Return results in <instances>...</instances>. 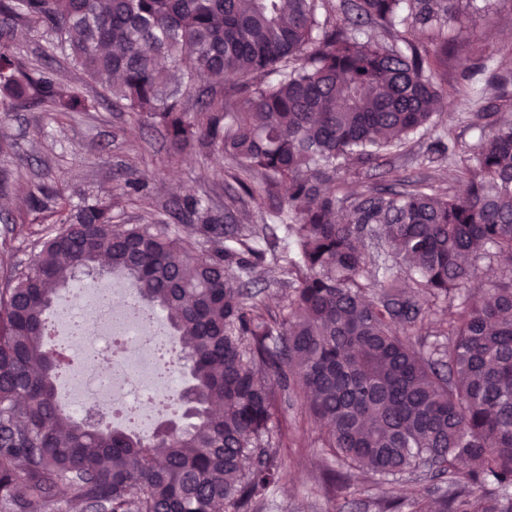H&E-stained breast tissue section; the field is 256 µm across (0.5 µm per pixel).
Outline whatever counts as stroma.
Segmentation results:
<instances>
[{
	"label": "stroma",
	"mask_w": 512,
	"mask_h": 512,
	"mask_svg": "<svg viewBox=\"0 0 512 512\" xmlns=\"http://www.w3.org/2000/svg\"><path fill=\"white\" fill-rule=\"evenodd\" d=\"M455 39L456 52L442 84V110L430 130L415 138L409 153L392 158L399 174L428 173L443 187L448 184L446 168L429 171L420 161L437 141L472 146L481 140L483 132L472 119L481 104L462 98L458 89L467 85L490 91L502 62L512 61V0H478ZM14 49L79 87L88 109L64 117L39 108L0 112V138L12 145L10 153L0 155V272L26 266L34 242L49 229L44 212L29 206L30 193L40 187L64 185L72 203L98 198L111 203L116 222L138 224L143 207L127 195L126 184L141 183L175 234L190 221L185 201L190 194L206 202L229 230L253 227L268 215L273 203L265 198L230 203V196L240 195L241 189L222 155L174 152L145 116L112 103L82 70L49 52L41 30L21 29ZM274 423L287 428L291 442L283 452L284 476L269 488L260 512H376L375 500L384 490L403 497L418 489L411 482L387 487L367 473L359 479L358 492L328 493L323 482L324 431L303 397L281 404Z\"/></svg>",
	"instance_id": "stroma-1"
}]
</instances>
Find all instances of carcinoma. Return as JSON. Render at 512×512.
I'll return each instance as SVG.
<instances>
[{"mask_svg": "<svg viewBox=\"0 0 512 512\" xmlns=\"http://www.w3.org/2000/svg\"><path fill=\"white\" fill-rule=\"evenodd\" d=\"M0 0V111L81 112L79 88L10 49L18 23L184 151H220L245 194L271 213L294 256L226 234L206 203L173 235L162 215L116 224L98 200L38 189L58 228L0 289V512H28L63 490L86 512H256L282 478L278 404L298 391L343 470L383 480L448 481L378 501V512H512V272L436 332L440 304L481 262L512 255V118H475L488 137L423 159L429 178L336 181L343 162L385 160L427 131L441 67L471 0ZM240 94L226 111L224 85ZM467 187L464 196L454 184ZM108 261L139 299L167 313L181 368L176 406L189 425L146 441L78 421L62 407L43 347L46 311L77 274ZM281 276L285 313L246 286Z\"/></svg>", "mask_w": 512, "mask_h": 512, "instance_id": "1", "label": "carcinoma"}]
</instances>
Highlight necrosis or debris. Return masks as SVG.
<instances>
[{"label":"necrosis or debris","mask_w":512,"mask_h":512,"mask_svg":"<svg viewBox=\"0 0 512 512\" xmlns=\"http://www.w3.org/2000/svg\"><path fill=\"white\" fill-rule=\"evenodd\" d=\"M60 322L63 333L84 337L75 356L77 390L67 400L73 414H83L103 395L111 396L122 418L147 428L174 412L179 372L165 337L143 320L132 290H124L122 299L109 305L83 296L68 301ZM98 359L111 362V373L92 368Z\"/></svg>","instance_id":"4bbe7bcc"}]
</instances>
